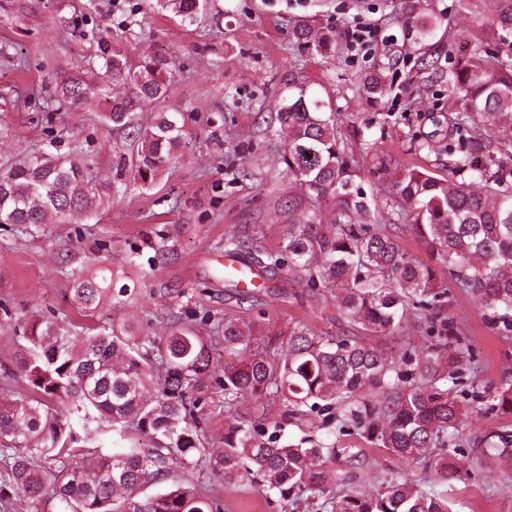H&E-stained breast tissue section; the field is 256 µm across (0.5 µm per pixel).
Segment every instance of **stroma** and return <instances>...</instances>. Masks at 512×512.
<instances>
[{"instance_id": "1", "label": "stroma", "mask_w": 512, "mask_h": 512, "mask_svg": "<svg viewBox=\"0 0 512 512\" xmlns=\"http://www.w3.org/2000/svg\"><path fill=\"white\" fill-rule=\"evenodd\" d=\"M196 22H182L158 9L157 0H0V165L22 150L45 148L41 120L55 72L95 56L101 42L137 60L150 51L172 57L175 78L167 105L194 113L191 140L183 156L152 188L128 187L109 207L66 224H0V373L15 368L22 338L13 326L29 318H70L75 314L70 288L74 275L110 269L117 284L135 297L99 309L100 325L133 326L137 334L164 343L169 316L207 310L250 326L262 340L304 323L320 336L347 331L332 301L311 300L305 284L288 270L267 276L258 300L237 301L224 286V237L249 234L274 249L288 232L294 211L279 155L284 136L266 129V102L284 92L289 73L321 83L335 98L336 136L362 167L366 192L390 184L407 166L440 168L448 161V85L430 79L417 62L418 50L403 36L404 0H211ZM442 25L434 38L438 65L469 52L480 32L479 18L459 0H432ZM332 28L339 35L329 57L294 44L295 21ZM367 29L366 45L350 32ZM381 76L386 92L372 106L357 96V79ZM29 98H22V90ZM418 106H410L412 98ZM223 113L218 130L207 117ZM68 136L58 153L78 150L98 178L116 180L121 159L134 147L131 136L101 124L95 107L56 115ZM379 146L365 153L366 143ZM234 168H226L225 159ZM169 234L174 250L152 263L158 232ZM441 281L451 290L449 316L473 353L458 388H480L487 395L512 381V335H502L484 318L474 297L456 289L447 270ZM425 326L407 325L385 337L359 333L361 343L394 355L418 352L428 344ZM496 415L472 416L460 430L462 453L455 473L441 487L453 512H512V461L480 459L483 437L501 426ZM174 476L220 494L224 512H281L254 489L229 490L214 483L207 470L178 469Z\"/></svg>"}]
</instances>
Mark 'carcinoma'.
Masks as SVG:
<instances>
[{
  "label": "carcinoma",
  "mask_w": 512,
  "mask_h": 512,
  "mask_svg": "<svg viewBox=\"0 0 512 512\" xmlns=\"http://www.w3.org/2000/svg\"><path fill=\"white\" fill-rule=\"evenodd\" d=\"M191 23L209 0H159ZM407 41L431 48L439 18L429 0H408ZM484 39L448 67L451 111L447 173L429 167L402 171L383 188L399 224H379L378 200L361 186V167L336 137L332 96L288 77V94L268 108L287 134L280 155L289 192L310 210L293 218L274 251L248 236L224 238V253L250 255L266 272L283 267L298 274L310 298H331L353 330L393 336L406 316L430 329L421 352L397 360L351 334L319 336L305 325L288 334V352L253 347L252 334L224 320L222 339L173 325L163 350L132 329L108 332L91 324L109 301L130 288L114 287L112 271L73 280L80 321L35 320L23 327L28 346L9 378L21 376L31 394L0 398V512H223L211 491L171 479L176 467L201 466L224 487L248 486L268 503L315 512H452L448 496L424 487L411 474L392 472L374 491L351 486L354 472L372 468L369 456L308 434L281 439L287 423L308 412L323 415L320 428L353 426L369 442L406 463L447 478L457 464L450 451L467 415L456 386L471 349L443 316L449 292L437 267L492 314L512 311V0H492ZM293 40L317 55L336 45V32L314 31L298 21ZM101 64L55 77L56 110L101 103V118L129 130L137 143L129 168L133 184L152 187L187 146L188 116L160 109L150 122L139 112L166 101L172 62L142 53L137 62L114 52ZM124 86L112 94V84ZM358 90L376 103L385 87L378 78ZM492 126L495 147L481 142ZM114 187L99 181L78 156L23 151L0 172V224H64L95 214L112 202ZM325 198L334 216L324 224L314 210ZM410 231L437 265L403 251ZM232 361L214 358L216 350ZM280 402L281 421L229 422L221 447L205 445L206 428L244 398ZM488 410L512 417V384ZM483 455L512 456V432L499 427L484 439ZM161 486L140 499L136 491Z\"/></svg>",
  "instance_id": "1"
}]
</instances>
